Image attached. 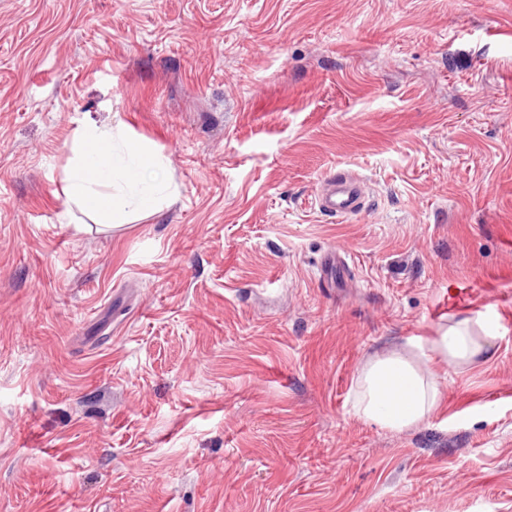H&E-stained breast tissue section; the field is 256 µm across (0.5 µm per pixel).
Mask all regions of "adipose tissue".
Returning a JSON list of instances; mask_svg holds the SVG:
<instances>
[{
    "instance_id": "obj_1",
    "label": "adipose tissue",
    "mask_w": 512,
    "mask_h": 512,
    "mask_svg": "<svg viewBox=\"0 0 512 512\" xmlns=\"http://www.w3.org/2000/svg\"><path fill=\"white\" fill-rule=\"evenodd\" d=\"M79 137L84 150L66 173V198L81 212L115 220L124 205L151 214L161 212L175 192L166 181L147 177L161 165L150 149L115 145V132L87 125ZM464 317L440 326L435 335L416 336L401 346L369 357L355 383L352 414L358 420L402 432L434 417L441 409L444 383L452 366L472 364L487 347L472 336Z\"/></svg>"
}]
</instances>
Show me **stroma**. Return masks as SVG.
<instances>
[{"label": "stroma", "instance_id": "1", "mask_svg": "<svg viewBox=\"0 0 512 512\" xmlns=\"http://www.w3.org/2000/svg\"><path fill=\"white\" fill-rule=\"evenodd\" d=\"M118 124L178 194L104 224ZM466 316L442 412L353 416ZM0 512H512V0H0ZM84 150L66 173V198L81 212L114 222L125 197L136 210L161 212L163 198L176 194L165 180L149 178V168H160V158L150 149L127 144L115 146L114 128L87 125L79 132ZM362 182L345 173L327 179L317 195L319 210L330 217L343 218L363 208ZM472 319L439 326L436 336H416L400 347L377 353L361 366L355 383L352 414L392 431L403 432L434 417L441 409L448 366L470 365L489 355L488 339L472 336ZM488 346V348L486 347Z\"/></svg>", "mask_w": 512, "mask_h": 512}]
</instances>
